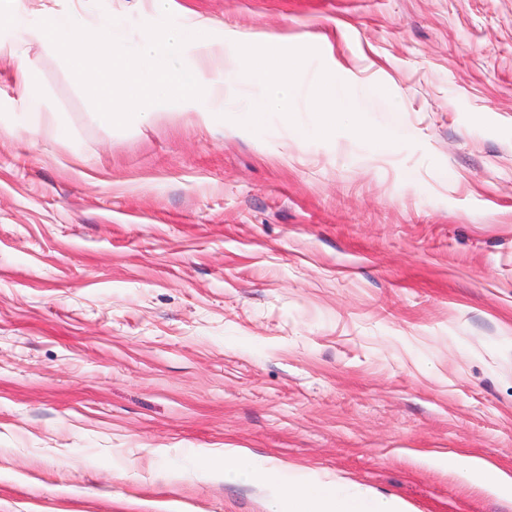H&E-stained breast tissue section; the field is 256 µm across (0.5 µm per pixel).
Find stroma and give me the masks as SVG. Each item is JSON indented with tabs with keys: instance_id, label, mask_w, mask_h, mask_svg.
I'll return each instance as SVG.
<instances>
[{
	"instance_id": "stroma-1",
	"label": "stroma",
	"mask_w": 512,
	"mask_h": 512,
	"mask_svg": "<svg viewBox=\"0 0 512 512\" xmlns=\"http://www.w3.org/2000/svg\"><path fill=\"white\" fill-rule=\"evenodd\" d=\"M151 0H0V512H284L204 450L344 480L380 508L512 512V0H176L379 88L387 149L307 98L262 132L177 103L100 121L14 29ZM30 63L39 135L20 102ZM209 463L213 468H223L224 474L237 472L245 466L246 454L240 448H224L211 455ZM450 462L464 473L474 472L483 480H491L493 483L510 486V489H512V477L485 460L466 456H455Z\"/></svg>"
}]
</instances>
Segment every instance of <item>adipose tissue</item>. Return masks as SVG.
<instances>
[{
	"label": "adipose tissue",
	"instance_id": "adipose-tissue-1",
	"mask_svg": "<svg viewBox=\"0 0 512 512\" xmlns=\"http://www.w3.org/2000/svg\"><path fill=\"white\" fill-rule=\"evenodd\" d=\"M377 90L359 92L346 82L340 73L321 76L310 101L324 124L333 125L348 116L368 114ZM252 476L261 482L280 487L288 501V512H378L375 503L354 495L336 480H291L282 466L269 464L253 469Z\"/></svg>",
	"mask_w": 512,
	"mask_h": 512
}]
</instances>
